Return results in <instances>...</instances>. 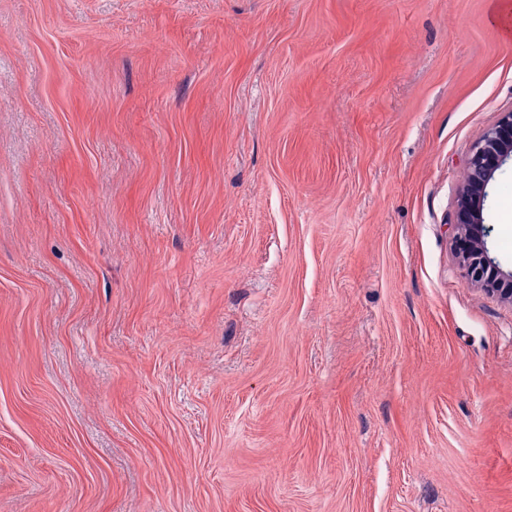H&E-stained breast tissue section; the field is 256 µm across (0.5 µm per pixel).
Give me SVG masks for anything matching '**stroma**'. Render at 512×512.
Listing matches in <instances>:
<instances>
[{
	"mask_svg": "<svg viewBox=\"0 0 512 512\" xmlns=\"http://www.w3.org/2000/svg\"><path fill=\"white\" fill-rule=\"evenodd\" d=\"M489 9L0 0V512H512ZM512 159V111L471 149L467 175L453 224H449L463 276L486 293L512 304V269L503 270L488 255L484 208L487 186L504 162Z\"/></svg>",
	"mask_w": 512,
	"mask_h": 512,
	"instance_id": "35a3bbf8",
	"label": "stroma"
}]
</instances>
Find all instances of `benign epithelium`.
Wrapping results in <instances>:
<instances>
[{"label": "benign epithelium", "mask_w": 512, "mask_h": 512, "mask_svg": "<svg viewBox=\"0 0 512 512\" xmlns=\"http://www.w3.org/2000/svg\"><path fill=\"white\" fill-rule=\"evenodd\" d=\"M508 159H512V111L502 113L497 124L473 145L451 230L463 276L512 304V270L502 269L489 257L484 224L487 186Z\"/></svg>", "instance_id": "benign-epithelium-1"}]
</instances>
